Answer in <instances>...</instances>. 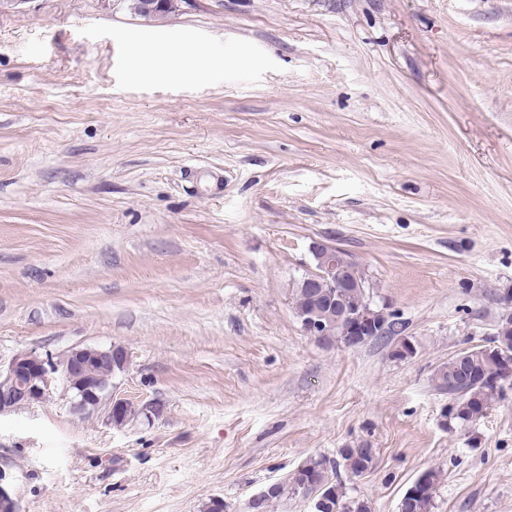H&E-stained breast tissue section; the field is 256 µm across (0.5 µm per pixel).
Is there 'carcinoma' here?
I'll return each instance as SVG.
<instances>
[{"mask_svg": "<svg viewBox=\"0 0 512 512\" xmlns=\"http://www.w3.org/2000/svg\"><path fill=\"white\" fill-rule=\"evenodd\" d=\"M134 9L141 15H158L175 8L174 0H133ZM500 365L489 360L482 347L476 346L453 356L439 365L432 373L431 382L441 395L448 396L451 412V424L470 425L484 418L495 401L494 387L487 378L495 375ZM375 458L362 456L357 449L351 448L336 463L323 456L317 457L318 469L315 472L298 471L288 479V488L283 494L267 501L262 509L271 504L295 496L296 491L315 481L330 493L332 507H339L344 512H370V506L363 499L346 500L339 479L338 468L342 467L349 474L357 475L373 467ZM441 471L429 468L422 476L424 480L423 495L418 504L419 512H429L433 495L439 483Z\"/></svg>", "mask_w": 512, "mask_h": 512, "instance_id": "cac0c4a2", "label": "carcinoma"}]
</instances>
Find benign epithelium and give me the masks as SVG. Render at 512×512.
Returning <instances> with one entry per match:
<instances>
[{"instance_id": "7a95c632", "label": "benign epithelium", "mask_w": 512, "mask_h": 512, "mask_svg": "<svg viewBox=\"0 0 512 512\" xmlns=\"http://www.w3.org/2000/svg\"><path fill=\"white\" fill-rule=\"evenodd\" d=\"M311 269L296 283L298 288H336V296L316 302L297 312L303 332L323 345L335 344L336 328H341V345L355 348L373 339L394 338L390 357L407 360L416 354L412 340L391 332L396 321L386 303L378 304L364 293L363 306L348 305L343 295L345 288H359L347 276L345 263L338 260V248L322 240L309 245ZM103 364L109 371H124L129 364V353L121 345L109 348L82 347L69 350L58 360L45 359L32 351L17 353L8 367L0 369V414L17 407L47 401L58 381H63L74 398L78 410H95L107 404L108 421L116 428L146 415L157 417L160 409L153 403L135 404L118 397L111 387L98 385L91 377L92 365ZM5 476L0 473V512H20L16 499L4 486ZM288 478L268 484L256 495L251 507L257 508L275 494L283 492Z\"/></svg>"}]
</instances>
